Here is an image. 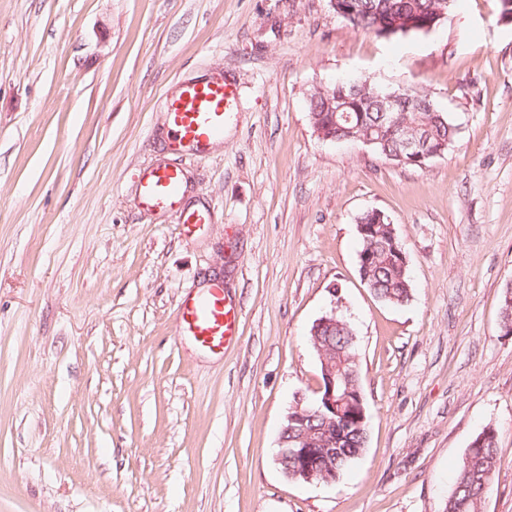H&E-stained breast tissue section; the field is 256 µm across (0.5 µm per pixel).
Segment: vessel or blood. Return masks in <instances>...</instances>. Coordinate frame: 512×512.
Returning a JSON list of instances; mask_svg holds the SVG:
<instances>
[{"instance_id": "vessel-or-blood-1", "label": "vessel or blood", "mask_w": 512, "mask_h": 512, "mask_svg": "<svg viewBox=\"0 0 512 512\" xmlns=\"http://www.w3.org/2000/svg\"><path fill=\"white\" fill-rule=\"evenodd\" d=\"M240 92L223 73L182 83L165 108V127L173 152L204 154L224 137V127L238 110ZM139 203L147 212H168L184 229L208 223L209 211L187 202L185 174L177 165H154L139 175ZM237 312L228 306L224 284L215 280L204 293L185 298L178 309L176 333L202 349L223 351L236 333Z\"/></svg>"}]
</instances>
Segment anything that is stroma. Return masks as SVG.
<instances>
[{"instance_id":"obj_1","label":"stroma","mask_w":512,"mask_h":512,"mask_svg":"<svg viewBox=\"0 0 512 512\" xmlns=\"http://www.w3.org/2000/svg\"><path fill=\"white\" fill-rule=\"evenodd\" d=\"M223 71L224 139L170 151L165 102ZM428 96L458 127L429 167L332 142L314 88ZM181 165L210 223L138 204ZM382 212L412 297L377 299L357 224ZM223 352L175 334L211 280ZM512 23L453 0L431 32L354 30L330 0H0V512H442L471 441L498 432L483 512H512ZM354 329L368 416L335 482L288 479L279 438L320 383L322 316Z\"/></svg>"}]
</instances>
